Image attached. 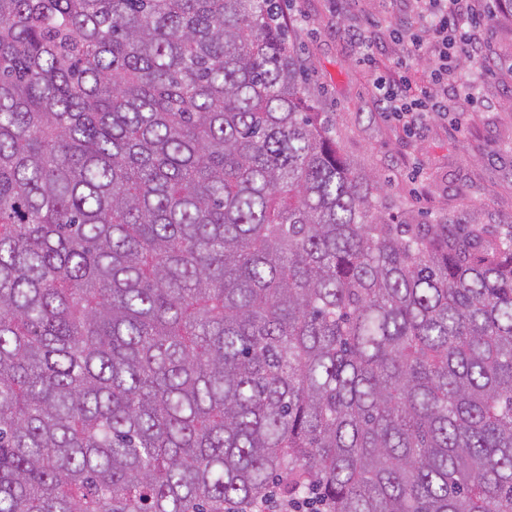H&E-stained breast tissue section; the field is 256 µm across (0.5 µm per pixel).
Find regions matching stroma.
<instances>
[{"instance_id":"1","label":"stroma","mask_w":512,"mask_h":512,"mask_svg":"<svg viewBox=\"0 0 512 512\" xmlns=\"http://www.w3.org/2000/svg\"><path fill=\"white\" fill-rule=\"evenodd\" d=\"M289 40L306 70L305 105L333 128L342 156L386 181L387 216L429 222L455 215L495 228L512 222V16L499 13L484 31L489 74L475 102L459 101L458 119L431 115L406 132L371 93L374 67L397 72L401 48L385 18L410 0H281ZM358 27L375 47L376 66L346 37Z\"/></svg>"}]
</instances>
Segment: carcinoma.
<instances>
[{
  "instance_id": "cac0c4a2",
  "label": "carcinoma",
  "mask_w": 512,
  "mask_h": 512,
  "mask_svg": "<svg viewBox=\"0 0 512 512\" xmlns=\"http://www.w3.org/2000/svg\"><path fill=\"white\" fill-rule=\"evenodd\" d=\"M279 0H0V512H512V229L394 223ZM310 500L312 498H306L303 501L293 500V501H284L282 499H278L275 503H248V502H240L233 501L224 504L225 512H308L307 510H303L305 505H309L311 503Z\"/></svg>"
}]
</instances>
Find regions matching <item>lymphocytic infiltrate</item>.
<instances>
[{
	"label": "lymphocytic infiltrate",
	"mask_w": 512,
	"mask_h": 512,
	"mask_svg": "<svg viewBox=\"0 0 512 512\" xmlns=\"http://www.w3.org/2000/svg\"><path fill=\"white\" fill-rule=\"evenodd\" d=\"M413 17L389 27V36L403 57L430 63L428 86L417 89L409 71H376L373 92L383 111L402 121L406 131L420 129L434 113L447 115L452 99L475 98L480 74L474 66L487 53L482 34L493 14V0H413ZM469 59L471 69L460 66Z\"/></svg>",
	"instance_id": "obj_1"
}]
</instances>
